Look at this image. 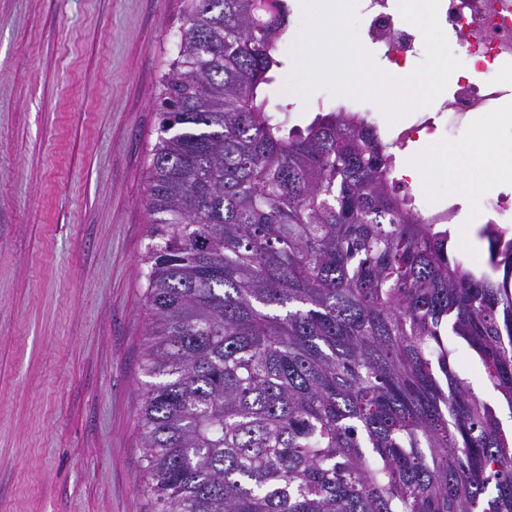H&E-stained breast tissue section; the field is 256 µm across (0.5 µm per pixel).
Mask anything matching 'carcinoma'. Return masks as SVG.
Here are the masks:
<instances>
[{"mask_svg":"<svg viewBox=\"0 0 512 512\" xmlns=\"http://www.w3.org/2000/svg\"><path fill=\"white\" fill-rule=\"evenodd\" d=\"M285 0H187L150 150L149 378L140 490L154 512H512V237L495 279L451 254L341 106L271 112ZM453 361L457 370L470 381L474 390L484 399L495 404L497 392L485 380L477 360L471 356L469 350L464 346H458L454 352Z\"/></svg>","mask_w":512,"mask_h":512,"instance_id":"carcinoma-1","label":"carcinoma"}]
</instances>
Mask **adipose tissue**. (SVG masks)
<instances>
[{
	"label": "adipose tissue",
	"instance_id": "ef3b65f1",
	"mask_svg": "<svg viewBox=\"0 0 512 512\" xmlns=\"http://www.w3.org/2000/svg\"><path fill=\"white\" fill-rule=\"evenodd\" d=\"M474 166L485 167L487 177L484 182L470 183L468 171ZM437 172L452 174L460 183L464 191L465 209L470 212L478 206L480 198L485 192L496 185L512 182V159L492 158L483 149L472 145L461 148L440 147L430 153L427 165L421 166L413 163L406 170L407 176L415 182L424 181Z\"/></svg>",
	"mask_w": 512,
	"mask_h": 512
}]
</instances>
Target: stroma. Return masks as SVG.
Returning a JSON list of instances; mask_svg holds the SVG:
<instances>
[{
    "label": "stroma",
    "mask_w": 512,
    "mask_h": 512,
    "mask_svg": "<svg viewBox=\"0 0 512 512\" xmlns=\"http://www.w3.org/2000/svg\"><path fill=\"white\" fill-rule=\"evenodd\" d=\"M181 0H0V512H148L138 405L149 327L141 257L146 170ZM302 17L291 12L269 88L291 123L378 104L286 90ZM512 157V109L454 146ZM430 216L458 206L451 177L415 188Z\"/></svg>",
    "instance_id": "obj_1"
}]
</instances>
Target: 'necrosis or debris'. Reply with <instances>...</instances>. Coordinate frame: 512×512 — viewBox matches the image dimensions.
Here are the masks:
<instances>
[{"label": "necrosis or debris", "instance_id": "1", "mask_svg": "<svg viewBox=\"0 0 512 512\" xmlns=\"http://www.w3.org/2000/svg\"><path fill=\"white\" fill-rule=\"evenodd\" d=\"M359 2L365 39L382 49L394 70H408L423 51L415 26L393 0ZM438 17L456 36L462 66L447 98L414 110L396 129L393 141L400 145L441 127L467 130L473 114H496L504 97H512V0H440Z\"/></svg>", "mask_w": 512, "mask_h": 512}]
</instances>
